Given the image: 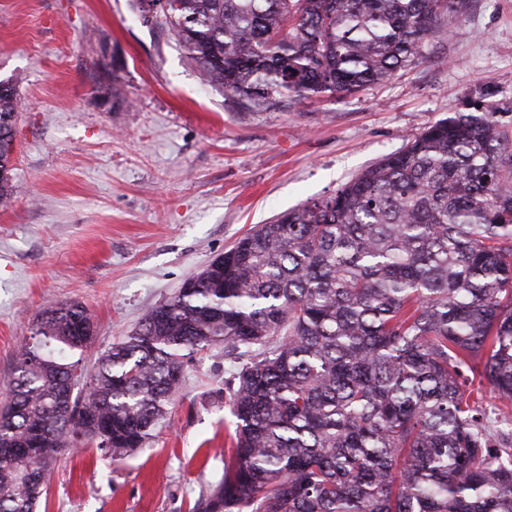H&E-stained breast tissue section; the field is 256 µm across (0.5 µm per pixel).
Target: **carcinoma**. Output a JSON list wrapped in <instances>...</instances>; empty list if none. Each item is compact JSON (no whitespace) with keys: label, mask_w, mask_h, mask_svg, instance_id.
I'll use <instances>...</instances> for the list:
<instances>
[{"label":"carcinoma","mask_w":512,"mask_h":512,"mask_svg":"<svg viewBox=\"0 0 512 512\" xmlns=\"http://www.w3.org/2000/svg\"><path fill=\"white\" fill-rule=\"evenodd\" d=\"M247 108L353 93L414 64L463 0H132ZM20 99L0 79V205ZM439 120L336 194L256 225L92 367L80 303L41 310L0 409V512L58 455L144 447L224 345L235 448L192 512H512V132Z\"/></svg>","instance_id":"cac0c4a2"}]
</instances>
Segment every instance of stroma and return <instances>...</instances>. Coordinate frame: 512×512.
Here are the masks:
<instances>
[{"label":"stroma","instance_id":"1","mask_svg":"<svg viewBox=\"0 0 512 512\" xmlns=\"http://www.w3.org/2000/svg\"><path fill=\"white\" fill-rule=\"evenodd\" d=\"M16 80L12 206L0 209V404L44 307L77 301L97 353L255 225L335 195L431 123L488 96L512 124V0H466L453 37L383 84L249 109L205 86L132 0H0ZM217 346L189 365L147 447L60 455L40 512H189L232 445Z\"/></svg>","mask_w":512,"mask_h":512}]
</instances>
